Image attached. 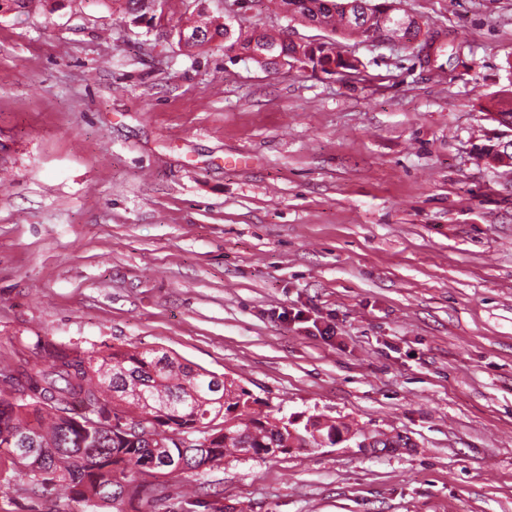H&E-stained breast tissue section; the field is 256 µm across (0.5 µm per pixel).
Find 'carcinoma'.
<instances>
[{"mask_svg": "<svg viewBox=\"0 0 512 512\" xmlns=\"http://www.w3.org/2000/svg\"><path fill=\"white\" fill-rule=\"evenodd\" d=\"M131 21L144 18L175 30L187 50L214 42L252 54L267 34L229 31L210 20L171 24L156 14L155 0H121ZM288 16L330 31L322 42L284 43L279 52L326 73H352L341 58L342 41L365 35L388 19L399 21L395 0H269ZM202 37H196V34ZM502 122L512 121V92L492 101ZM38 361L18 356L0 390V485L22 484L36 499L64 495L90 512L108 505L138 512L139 504L170 480L188 482L227 457L265 459L289 453L291 431L318 448L313 433L288 417H273L233 379L193 367L159 350L118 347L80 355L50 341L37 345ZM93 407L102 430L81 413Z\"/></svg>", "mask_w": 512, "mask_h": 512, "instance_id": "1", "label": "carcinoma"}]
</instances>
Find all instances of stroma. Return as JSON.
I'll list each match as a JSON object with an SVG mask.
<instances>
[{"label":"stroma","mask_w":512,"mask_h":512,"mask_svg":"<svg viewBox=\"0 0 512 512\" xmlns=\"http://www.w3.org/2000/svg\"><path fill=\"white\" fill-rule=\"evenodd\" d=\"M460 57L362 37L350 83L187 51L111 0L0 13V370L159 349L352 438L140 512H512V0H403ZM234 28L326 33L255 0ZM334 329L319 336V326ZM0 512H80L0 486Z\"/></svg>","instance_id":"35a3bbf8"}]
</instances>
